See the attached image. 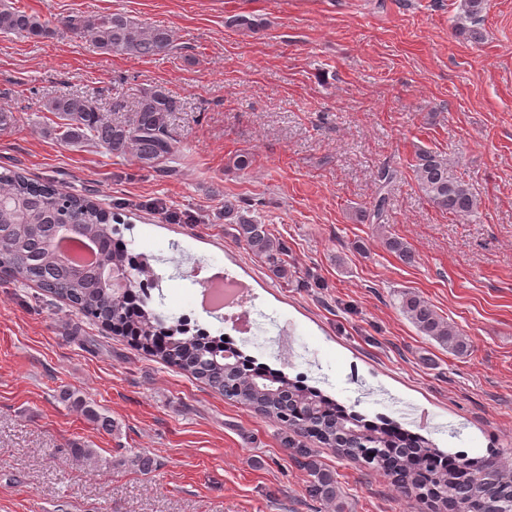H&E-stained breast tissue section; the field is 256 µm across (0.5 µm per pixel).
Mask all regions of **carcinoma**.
<instances>
[{
  "instance_id": "obj_1",
  "label": "carcinoma",
  "mask_w": 512,
  "mask_h": 512,
  "mask_svg": "<svg viewBox=\"0 0 512 512\" xmlns=\"http://www.w3.org/2000/svg\"><path fill=\"white\" fill-rule=\"evenodd\" d=\"M459 34L471 39L479 30L484 0H463ZM63 28L87 37L105 53L120 52L140 58L166 56L176 49L173 31L161 26H144L122 13L96 17L73 15ZM0 33L36 41L56 36L58 31L25 10L0 3ZM47 111L61 120V141L70 146H103L115 156H130L142 167L174 174L179 146L171 118L179 101L159 87L143 93L136 108L117 120L112 113L121 103L102 112L88 97L68 93L49 98ZM414 172L424 196L438 209L456 217L479 210L482 199L472 185L449 174L448 158L428 149L415 153ZM58 219L71 230L102 246L103 261L138 271L122 294L95 277L96 270L72 264L50 247L44 224ZM0 275L20 277L40 285L51 295L71 303L88 319L130 338L133 344L165 364L201 381L224 399L250 408L294 433L316 438L342 457L363 461L382 469L402 496L432 498L444 512H512V467L498 459V452L470 458L457 452L455 469L448 459L423 437L404 430L397 422L380 417L368 421L348 411L331 397L304 381L272 370L245 354L221 336H212L188 318L168 324L149 308L150 299L140 277L147 273L146 258L132 254L123 241L120 221L81 193L58 188L51 182L37 183L16 170L0 172ZM234 237L243 242L253 257L264 261L274 276L288 278V247L275 237L268 225L243 214L235 216ZM384 245L402 262L412 263L414 254L400 238L387 235ZM399 308L418 331L448 351L463 355L467 339L419 294L405 291ZM90 420L112 428V420L88 402L63 393ZM382 448L384 454L370 460L367 449ZM303 466L312 476L308 495L315 501L339 503L335 475L319 465L307 448L298 449Z\"/></svg>"
}]
</instances>
